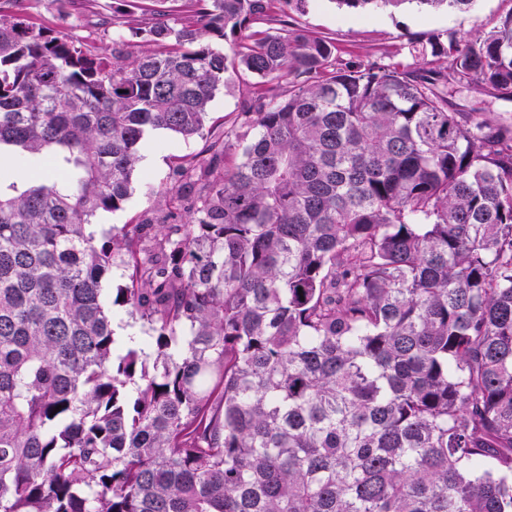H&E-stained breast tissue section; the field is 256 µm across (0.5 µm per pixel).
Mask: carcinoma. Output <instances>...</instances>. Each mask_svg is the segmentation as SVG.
<instances>
[{
  "label": "carcinoma",
  "mask_w": 512,
  "mask_h": 512,
  "mask_svg": "<svg viewBox=\"0 0 512 512\" xmlns=\"http://www.w3.org/2000/svg\"><path fill=\"white\" fill-rule=\"evenodd\" d=\"M278 2L191 0L140 52L115 9L110 56L0 15V156L65 173L0 166V512H512V128L448 100L512 92V15L422 72L340 62L307 0L272 33ZM406 3L473 0H336ZM230 75L159 190L191 219L98 232ZM242 97V86L238 81L229 83L224 89L216 92L214 99L209 104L208 116L204 133L209 129L222 127L224 122L232 118L238 112ZM112 327L115 330L116 336L118 337L122 345L129 344V338L135 337L134 340L140 348L149 354L151 349L146 344L148 334L146 333L147 327L144 326L140 321L131 319L125 310L117 307H112Z\"/></svg>",
  "instance_id": "1"
}]
</instances>
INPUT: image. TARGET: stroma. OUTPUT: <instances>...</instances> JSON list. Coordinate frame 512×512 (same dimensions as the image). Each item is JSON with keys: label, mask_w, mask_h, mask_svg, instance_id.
<instances>
[{"label": "stroma", "mask_w": 512, "mask_h": 512, "mask_svg": "<svg viewBox=\"0 0 512 512\" xmlns=\"http://www.w3.org/2000/svg\"><path fill=\"white\" fill-rule=\"evenodd\" d=\"M189 0H122L120 7L127 21L170 20L184 15ZM112 0H86L78 8L73 0H0V15L23 14L33 25L77 39L95 54H111L112 30L102 24L112 13ZM512 14V0H473L468 11H421L406 5L398 10H379L360 16L338 9L334 0H309L298 22L306 30L330 37L334 55L344 62L383 60L412 65L421 70L440 68L431 54L419 53L433 35L453 33L465 36L489 29ZM461 112H481L497 124L512 126V96L480 86H471L451 96ZM203 144L202 138L183 141L180 136L154 131L141 146V154H153L154 163L140 164L133 176L131 194L124 207L98 213L95 222L101 230L118 229L147 211L161 212V186L173 178L174 158L192 153Z\"/></svg>", "instance_id": "stroma-1"}]
</instances>
